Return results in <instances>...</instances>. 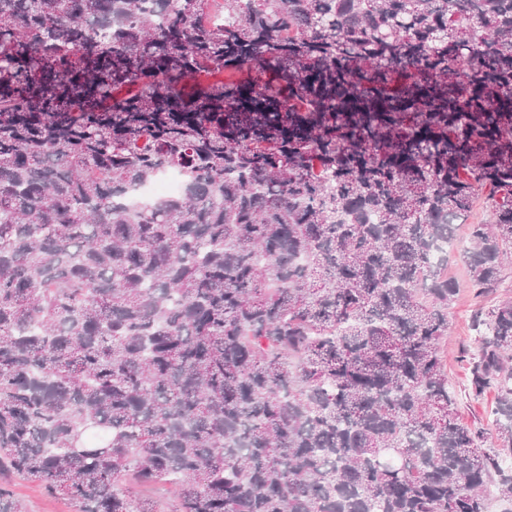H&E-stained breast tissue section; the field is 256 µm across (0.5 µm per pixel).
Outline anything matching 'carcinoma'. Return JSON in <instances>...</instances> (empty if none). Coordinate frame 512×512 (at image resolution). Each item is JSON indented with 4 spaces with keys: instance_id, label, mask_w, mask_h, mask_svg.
<instances>
[{
    "instance_id": "1",
    "label": "carcinoma",
    "mask_w": 512,
    "mask_h": 512,
    "mask_svg": "<svg viewBox=\"0 0 512 512\" xmlns=\"http://www.w3.org/2000/svg\"><path fill=\"white\" fill-rule=\"evenodd\" d=\"M220 12L0 0V471L76 512H157L126 485L168 481L171 512L512 504V301L473 324L486 451L431 260L478 199L477 294L512 253V0ZM254 64L258 90L197 81ZM168 168L185 196L122 204Z\"/></svg>"
}]
</instances>
